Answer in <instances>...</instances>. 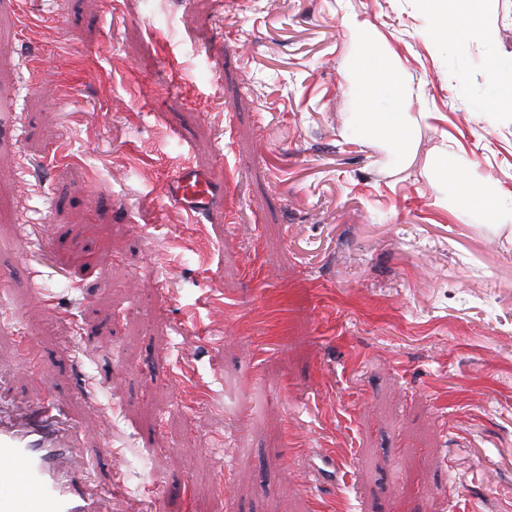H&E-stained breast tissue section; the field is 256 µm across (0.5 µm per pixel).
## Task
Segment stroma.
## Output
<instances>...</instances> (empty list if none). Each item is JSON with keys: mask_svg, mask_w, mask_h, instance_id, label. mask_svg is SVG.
<instances>
[{"mask_svg": "<svg viewBox=\"0 0 512 512\" xmlns=\"http://www.w3.org/2000/svg\"><path fill=\"white\" fill-rule=\"evenodd\" d=\"M484 22L460 45L420 0H0V374L61 404L100 512H313L330 484L341 512H512V117L464 93L512 62V0ZM367 41L406 153L363 131ZM187 166L200 220L167 193Z\"/></svg>", "mask_w": 512, "mask_h": 512, "instance_id": "stroma-1", "label": "stroma"}]
</instances>
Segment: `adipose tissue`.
<instances>
[{
  "label": "adipose tissue",
  "mask_w": 512,
  "mask_h": 512,
  "mask_svg": "<svg viewBox=\"0 0 512 512\" xmlns=\"http://www.w3.org/2000/svg\"><path fill=\"white\" fill-rule=\"evenodd\" d=\"M477 9H469L468 0H423L426 10L435 18L439 39L457 42L476 36L491 37V29L481 24L484 16L497 10L498 0H479ZM355 72L362 79L361 102L368 131L403 148L410 141V130L401 108L385 113L373 110L376 101L384 97L401 99L403 85L387 56L375 44L365 43L356 62Z\"/></svg>",
  "instance_id": "obj_1"
}]
</instances>
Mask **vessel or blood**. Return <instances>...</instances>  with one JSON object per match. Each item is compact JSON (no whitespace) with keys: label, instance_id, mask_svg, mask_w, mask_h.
Returning <instances> with one entry per match:
<instances>
[{"label":"vessel or blood","instance_id":"1","mask_svg":"<svg viewBox=\"0 0 512 512\" xmlns=\"http://www.w3.org/2000/svg\"><path fill=\"white\" fill-rule=\"evenodd\" d=\"M170 195L178 207L195 215L206 213L213 199L207 179L189 168L175 177ZM57 416L51 398H35L18 414L0 396V512H22L27 497L36 512H98L92 475L78 462L73 434ZM14 468L23 473L27 496H20L8 478Z\"/></svg>","mask_w":512,"mask_h":512}]
</instances>
